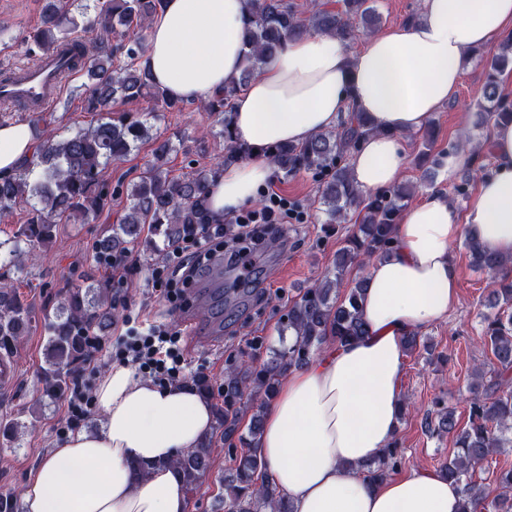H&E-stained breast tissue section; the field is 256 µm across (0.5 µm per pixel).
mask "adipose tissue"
<instances>
[{
  "instance_id": "ef3b65f1",
  "label": "adipose tissue",
  "mask_w": 512,
  "mask_h": 512,
  "mask_svg": "<svg viewBox=\"0 0 512 512\" xmlns=\"http://www.w3.org/2000/svg\"><path fill=\"white\" fill-rule=\"evenodd\" d=\"M245 19L243 0H164L143 58L156 85L176 99L210 100L242 70ZM510 32L512 0H423L420 20L367 39L354 55L321 32L287 40L236 101L234 135L253 154L225 166L210 194L212 215L255 200L272 174L261 150L335 128L350 108L374 127L351 160L356 185L393 186L406 166L400 136L455 98L468 52ZM36 144L27 125L1 126L0 174L16 173ZM492 154L493 171L464 215L437 190L402 214L393 250L367 268L365 336L282 380L259 448L293 512H457L460 485L435 471L372 482L362 466L402 420L404 337L421 335L459 302L452 243L466 235L512 258V122L495 126ZM93 396L102 426L69 436L46 458L22 493L24 512H187L186 488L165 462L210 432L208 398L186 384L137 378L126 366L110 368ZM139 464L148 476L137 474Z\"/></svg>"
}]
</instances>
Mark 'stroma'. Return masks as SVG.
Segmentation results:
<instances>
[{
  "label": "stroma",
  "mask_w": 512,
  "mask_h": 512,
  "mask_svg": "<svg viewBox=\"0 0 512 512\" xmlns=\"http://www.w3.org/2000/svg\"><path fill=\"white\" fill-rule=\"evenodd\" d=\"M41 8L42 0H0V71L32 63L27 39L40 22ZM486 56V51H477L463 65L456 99L433 114L429 131L403 136L407 157L403 178L417 186L407 206H414L434 188L447 195L457 214H464L477 181L460 172L451 178L446 176L442 162L449 144H468L477 162L493 166L486 147L493 128L484 123L476 107L487 78ZM86 81L82 73L68 77L54 105L41 113V126L60 132L94 122L95 114L85 111L82 99L75 94ZM156 129L177 147L167 160L177 176L224 151L223 139L214 135V117L194 103L187 104L184 111L166 113ZM272 179L282 193L303 206L307 223L289 225L287 240L271 242L255 251L250 273L241 272L225 258L210 263L196 280L191 295L193 308H174L154 296L146 281L151 260L137 246L126 252L124 290L132 306L142 310L145 317L180 330L186 347L187 377L202 373L219 386L228 363L245 359L258 366L273 350L287 344L288 338L281 330L289 303L332 266L342 245L344 229L326 223L324 214L313 204L317 185L309 173L300 171L287 177L277 172ZM122 208V202L116 201L111 211L85 222L59 225L55 241L35 264L21 269L0 265V274L14 282L33 313L32 329L20 346L19 356L13 359L16 379L8 385L0 384V420L15 418L23 424L19 433L0 432V493L20 494L45 457L64 440L59 429L66 422L65 398L50 400L41 395L39 373L45 364L47 343L44 318L56 309L66 288L80 283L83 274L98 280L111 279L110 271L96 268L92 245L115 224ZM452 254L458 267L460 301L446 320L420 336L416 351L404 356L401 392L409 412L396 439L405 471L413 467L439 470L452 455L451 438L425 431L426 412L432 400L440 398L455 407L459 422H467L472 367L493 362L480 336L482 319L492 311L496 285L490 275L474 267L463 243H455ZM257 336L265 339L258 349L250 344ZM211 437L214 466L189 494L188 512H220L219 478L228 461L221 432L212 431Z\"/></svg>",
  "instance_id": "stroma-1"
}]
</instances>
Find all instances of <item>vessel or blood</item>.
I'll return each instance as SVG.
<instances>
[{
  "label": "vessel or blood",
  "instance_id": "obj_1",
  "mask_svg": "<svg viewBox=\"0 0 512 512\" xmlns=\"http://www.w3.org/2000/svg\"><path fill=\"white\" fill-rule=\"evenodd\" d=\"M59 59L47 58L16 67V78L0 85V98L31 104L37 110H48L63 89Z\"/></svg>",
  "mask_w": 512,
  "mask_h": 512
}]
</instances>
